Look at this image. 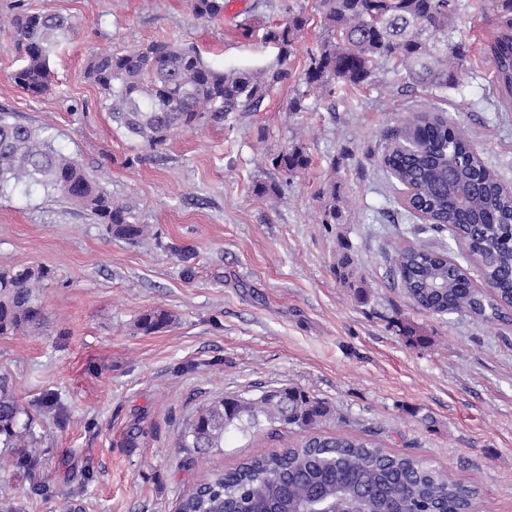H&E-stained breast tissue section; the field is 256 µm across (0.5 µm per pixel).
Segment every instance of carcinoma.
Returning <instances> with one entry per match:
<instances>
[{"label": "carcinoma", "mask_w": 512, "mask_h": 512, "mask_svg": "<svg viewBox=\"0 0 512 512\" xmlns=\"http://www.w3.org/2000/svg\"><path fill=\"white\" fill-rule=\"evenodd\" d=\"M191 14L208 21L224 16V0H188ZM10 45L22 65L12 79L24 92L43 96L53 89L50 61L71 40L77 22L52 12L12 7ZM322 35L309 54L287 107L306 111L310 98H331L339 90L371 85L392 62L415 87L448 90L457 86L466 59L460 44L449 43L460 12L459 0H315ZM310 23L303 11L288 12L282 24L266 29L263 40L278 49L276 62L264 68L224 71L204 62L193 46L165 39L88 58L85 77L102 94V105L120 128L155 151L184 129L222 127L266 108L287 80L284 64L293 44ZM489 47L504 85L512 87V18L501 21ZM284 178L310 164L305 147L293 146L271 158ZM382 164L400 185L413 188L411 206L428 212L434 223L423 233L448 230L477 263L488 290L466 288L469 269L448 262V252L409 247L395 258L401 287L422 309L438 313L466 311L485 320H502L512 305V195L474 150L465 131L443 110L412 117L382 156ZM453 179H448V173ZM23 196L34 191L66 201L90 213L114 237L138 241L149 225L132 220L75 157L55 144L49 128H35L0 109V192ZM352 260L344 254L336 278L352 284ZM54 278L43 266L0 269V335L36 328L43 320L40 288ZM171 322L160 309L140 316L137 327L156 332ZM333 417L330 406L307 392L288 387L256 398L224 397L201 408L181 434L180 447L207 454L224 447V432L248 433L268 425L271 433L286 424L299 438L279 450L250 456L230 470H214L180 498L179 512H312L313 495L336 504V512H454L477 490L410 453L385 448L381 432L330 433L319 424ZM35 419L19 406L0 376V448L13 464L33 471L39 458Z\"/></svg>", "instance_id": "1"}]
</instances>
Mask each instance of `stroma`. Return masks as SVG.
<instances>
[{
	"mask_svg": "<svg viewBox=\"0 0 512 512\" xmlns=\"http://www.w3.org/2000/svg\"><path fill=\"white\" fill-rule=\"evenodd\" d=\"M462 2L453 39L467 59L456 88L406 86L388 65L377 83L309 100L296 115L287 102L321 33L314 0H225L223 17L208 22L186 0H25L79 27L52 58L54 90L38 98L13 83L20 60L0 32V108L49 127L156 236L130 243L43 193L0 194V268L55 273L42 290V324L0 336V373L34 409L41 436L36 474L1 469L0 498L24 512H174L209 470L288 442L284 432L232 431L221 450L190 452L180 436L199 408L297 387L335 411L323 429L382 428L388 448L477 487L479 512H512V317L428 315L391 272L420 225L381 164L387 135L407 118L439 106L512 186V94L501 91L486 54L498 17L488 0ZM290 9L311 22L288 60V80L260 114L262 142L243 120L146 149L113 123L84 77L91 51L156 38L195 47L219 69H257L277 50L241 39L237 23L249 16L274 25ZM295 145L311 162L287 179L271 156ZM260 180L280 184V195L257 194ZM327 204L335 223L322 221ZM344 243L349 285L333 273ZM157 308L171 324L139 331L138 316ZM407 323L424 331L426 345L405 341ZM50 396L61 415L36 412ZM37 479L81 493L43 500L31 493Z\"/></svg>",
	"mask_w": 512,
	"mask_h": 512,
	"instance_id": "stroma-1",
	"label": "stroma"
}]
</instances>
